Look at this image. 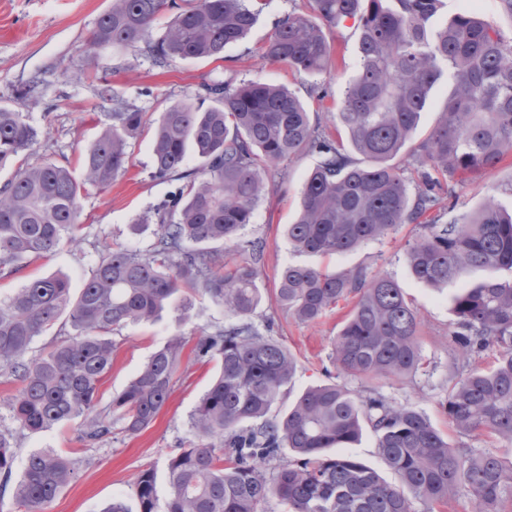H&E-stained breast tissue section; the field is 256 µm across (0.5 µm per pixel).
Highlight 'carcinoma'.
<instances>
[{
	"instance_id": "obj_1",
	"label": "carcinoma",
	"mask_w": 512,
	"mask_h": 512,
	"mask_svg": "<svg viewBox=\"0 0 512 512\" xmlns=\"http://www.w3.org/2000/svg\"><path fill=\"white\" fill-rule=\"evenodd\" d=\"M265 0H112L88 40L94 48L144 52L158 67L222 59L245 40ZM442 0H307L279 18L262 55L310 77L329 72L333 47L323 26L358 21L360 67L346 87L332 139L311 120L291 90L257 80L202 85L199 104L186 99L156 121L152 156L159 177L186 183L158 208V230L142 252L105 248L83 288L72 294L64 275L38 277L0 297V374L19 383L0 414V487L13 484L24 512H47L74 477L80 460L54 449L29 453L13 479L16 448L53 426L80 421L93 446L116 430L147 428L166 405L180 369L182 340L156 350L128 385L106 403L98 393L112 371V333L154 320L169 303L184 315L190 294L224 305L230 322L200 337L196 360L218 373L191 415L193 440L168 459V495L159 503L156 474L134 482L138 512H259L275 498L289 512H413L411 498L446 504L462 488L475 512L512 505V458L467 444L454 446L422 411L389 401L374 388L340 383L308 387L288 409L270 416L290 389L297 359L267 335L253 315L264 251L240 240L256 207L286 162L306 152L319 160L302 188L288 240L301 253H347L388 236L403 224L422 232L406 249L411 274L448 290L455 317L448 334V394L441 403L461 436L512 443V212L487 196L472 212L443 220V183L478 173L512 154V37L468 7L434 25ZM174 12L158 37L152 26ZM325 25H320L316 19ZM450 80L429 136L408 165L392 160L414 138L434 87ZM83 155V181L65 166H27L0 186V273L53 252L81 229L80 199L124 175L128 144L144 123L138 109L117 105ZM22 113L0 105V169L38 140ZM364 159L359 164L345 148ZM200 161L183 173L187 151ZM238 257L224 259V245ZM491 269L489 279L467 280ZM353 301L333 342L339 373L360 379L403 378L421 366L419 321L402 288L365 268L327 272L288 265L279 274L275 304L300 323H313L341 301ZM67 314L70 331L27 360L35 338ZM493 357L490 368L477 360ZM398 484L383 481L359 459L329 454L357 443L364 428ZM291 456L282 457V449ZM277 462L272 476L260 462ZM413 497H408L407 493Z\"/></svg>"
}]
</instances>
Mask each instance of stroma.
Here are the masks:
<instances>
[{
  "instance_id": "obj_1",
  "label": "stroma",
  "mask_w": 512,
  "mask_h": 512,
  "mask_svg": "<svg viewBox=\"0 0 512 512\" xmlns=\"http://www.w3.org/2000/svg\"><path fill=\"white\" fill-rule=\"evenodd\" d=\"M111 5L112 0H0V105L22 113L41 132L38 144L21 154L20 163H55L68 167L75 178H82L81 157L99 132L109 126L113 100L125 101L155 117L214 80L285 85L306 100L327 134H335L337 109L359 68L358 32L352 22L331 30L329 39L337 56L330 73L315 80L269 62L259 52L274 22L291 10L292 0H266L250 36L228 46L223 59L179 61L165 68L156 67L148 56L131 48L92 51L88 32ZM36 75L44 79L40 93L25 94L27 83ZM315 81L326 88L325 98L309 95ZM317 160V154L305 152L287 163L283 179L256 208L245 229L246 238L261 239L265 245L258 279L262 302L255 319L272 323L273 338L296 356L294 391L331 380L353 390L374 388L395 403L422 410L449 442H457L458 435L441 408L448 391V334L454 316L446 294L416 280L406 264V245L415 238L417 226L402 225L383 240L343 254L305 255L295 251L288 240L286 227L297 215L303 182ZM179 186V181L154 176L152 130L143 128L129 144L126 173L111 186L92 188L83 195L82 229L76 242H63L56 251L30 259L19 271L1 276L0 292L8 293L31 277L54 274L68 276L72 289L82 288L107 245L119 243L137 251L148 247L157 227V208ZM488 194L495 195L504 206L512 205V156L494 168L457 180L450 202L455 213L462 214L478 208ZM139 220L146 223L143 232L131 234L129 224ZM296 263L335 272L364 267L394 279L421 321L423 363L417 372L401 379H356L329 372L333 340L349 307L339 303L309 324L296 322L276 307L272 298L277 276L283 267ZM227 321L223 305L198 295L193 299L190 319H183L180 311L169 306L155 320L127 324L115 334L112 370L101 387L105 397L120 393L151 353L176 336L185 342L181 369L167 404L138 434L117 432L111 439L87 447L72 422L22 441L16 456L20 465L36 448L75 451L82 459L76 477L61 490L48 512H103L115 500L135 512L134 482L149 468L157 473L159 496L167 495V459L191 440L190 416L214 374L213 365L197 362L193 348L212 326Z\"/></svg>"
}]
</instances>
